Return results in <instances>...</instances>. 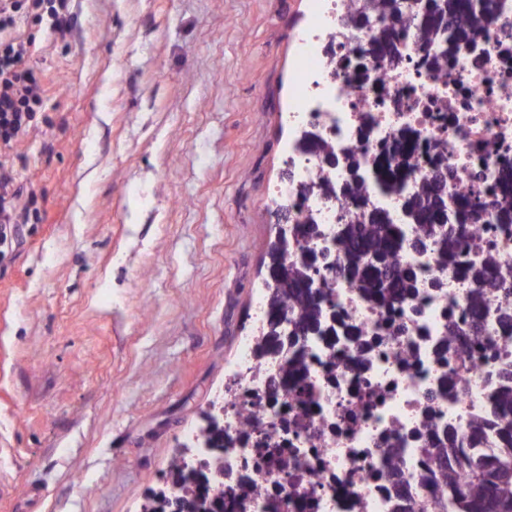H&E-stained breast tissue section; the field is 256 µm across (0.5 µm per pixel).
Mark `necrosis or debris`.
<instances>
[{"label":"necrosis or debris","instance_id":"obj_1","mask_svg":"<svg viewBox=\"0 0 512 512\" xmlns=\"http://www.w3.org/2000/svg\"><path fill=\"white\" fill-rule=\"evenodd\" d=\"M356 0H315L302 30L298 103L288 114L303 144L296 174L275 193L303 224L312 251L329 247L335 270L316 281L318 331L289 337L265 357L252 338L238 346L224 393V445L204 451V479L223 512H393L395 494L413 493L436 468L427 450L442 438L473 447L472 426L487 437L500 423L497 398L512 383V224L490 212L512 207V0L460 52L447 75L423 66L414 33L401 59L366 77L337 69L369 30L345 18ZM413 144L406 192L420 191L440 160L450 198L480 215L459 231L465 258L402 245L390 274H411L410 290L370 298L345 272L335 244L351 217L382 211L403 221V196L367 187L353 198L324 148L355 154L372 169ZM496 262L499 289L474 308L471 267Z\"/></svg>","mask_w":512,"mask_h":512}]
</instances>
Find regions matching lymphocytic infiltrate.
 Masks as SVG:
<instances>
[{
	"mask_svg": "<svg viewBox=\"0 0 512 512\" xmlns=\"http://www.w3.org/2000/svg\"><path fill=\"white\" fill-rule=\"evenodd\" d=\"M20 0H0V242L20 223V174L14 150L28 135L36 113L45 103V90L25 65L31 38L17 30Z\"/></svg>",
	"mask_w": 512,
	"mask_h": 512,
	"instance_id": "f902f5d3",
	"label": "lymphocytic infiltrate"
}]
</instances>
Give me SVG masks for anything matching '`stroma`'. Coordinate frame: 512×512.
I'll return each mask as SVG.
<instances>
[{"label":"stroma","mask_w":512,"mask_h":512,"mask_svg":"<svg viewBox=\"0 0 512 512\" xmlns=\"http://www.w3.org/2000/svg\"><path fill=\"white\" fill-rule=\"evenodd\" d=\"M69 11L24 28L45 218L0 246V512H141L256 333L311 0Z\"/></svg>","instance_id":"stroma-1"}]
</instances>
